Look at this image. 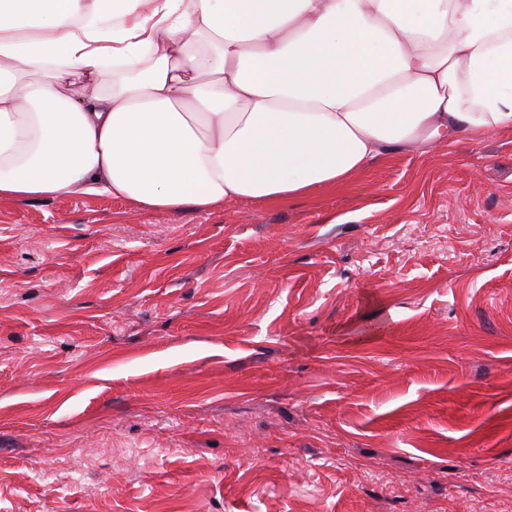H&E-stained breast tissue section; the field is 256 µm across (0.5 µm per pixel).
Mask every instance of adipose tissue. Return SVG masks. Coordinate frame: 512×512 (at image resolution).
Wrapping results in <instances>:
<instances>
[{"mask_svg":"<svg viewBox=\"0 0 512 512\" xmlns=\"http://www.w3.org/2000/svg\"><path fill=\"white\" fill-rule=\"evenodd\" d=\"M512 129V0H0V200L285 202Z\"/></svg>","mask_w":512,"mask_h":512,"instance_id":"obj_1","label":"adipose tissue"}]
</instances>
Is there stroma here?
Listing matches in <instances>:
<instances>
[{
	"mask_svg": "<svg viewBox=\"0 0 512 512\" xmlns=\"http://www.w3.org/2000/svg\"><path fill=\"white\" fill-rule=\"evenodd\" d=\"M512 131L270 204L0 201V512H499Z\"/></svg>",
	"mask_w": 512,
	"mask_h": 512,
	"instance_id": "obj_1",
	"label": "stroma"
}]
</instances>
